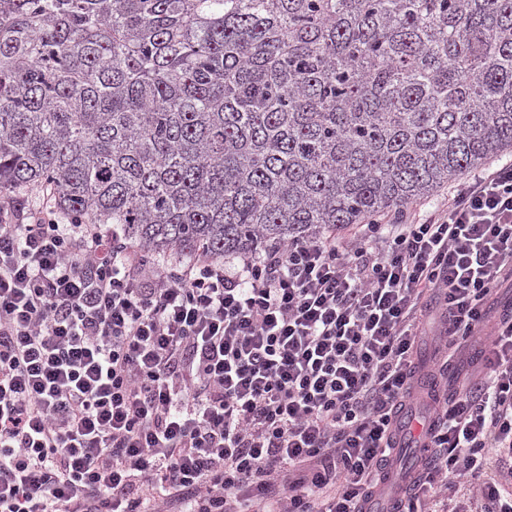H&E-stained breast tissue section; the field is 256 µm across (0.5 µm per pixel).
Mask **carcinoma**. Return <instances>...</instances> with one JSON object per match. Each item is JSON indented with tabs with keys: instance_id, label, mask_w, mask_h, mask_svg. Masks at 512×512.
I'll list each match as a JSON object with an SVG mask.
<instances>
[{
	"instance_id": "obj_1",
	"label": "carcinoma",
	"mask_w": 512,
	"mask_h": 512,
	"mask_svg": "<svg viewBox=\"0 0 512 512\" xmlns=\"http://www.w3.org/2000/svg\"><path fill=\"white\" fill-rule=\"evenodd\" d=\"M512 149V0H0V190L222 258Z\"/></svg>"
}]
</instances>
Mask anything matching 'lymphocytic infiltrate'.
Listing matches in <instances>:
<instances>
[{
	"label": "lymphocytic infiltrate",
	"mask_w": 512,
	"mask_h": 512,
	"mask_svg": "<svg viewBox=\"0 0 512 512\" xmlns=\"http://www.w3.org/2000/svg\"><path fill=\"white\" fill-rule=\"evenodd\" d=\"M512 162L344 237L167 267L45 191L0 201V512H373L430 308L480 377L430 396L397 512H512Z\"/></svg>",
	"instance_id": "1"
}]
</instances>
